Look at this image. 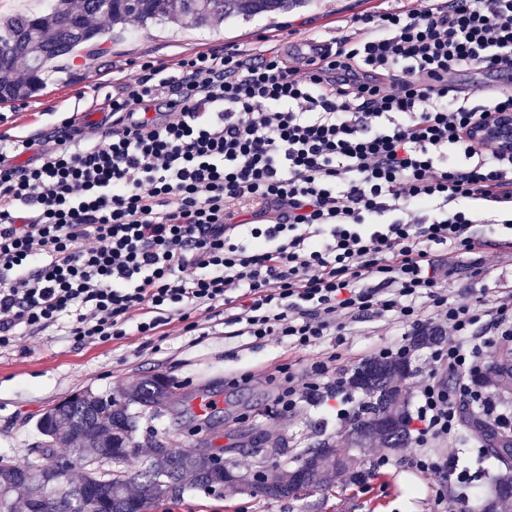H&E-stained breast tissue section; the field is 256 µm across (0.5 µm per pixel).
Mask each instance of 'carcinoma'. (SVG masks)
<instances>
[{
	"label": "carcinoma",
	"instance_id": "carcinoma-1",
	"mask_svg": "<svg viewBox=\"0 0 512 512\" xmlns=\"http://www.w3.org/2000/svg\"><path fill=\"white\" fill-rule=\"evenodd\" d=\"M310 0H141L139 4L112 0L102 7L98 0H48V7L17 13L0 21V46L15 45L14 53L0 57V103L28 96L45 84L49 64L78 45L97 44L99 29L92 17H106L112 26L124 28L177 22L207 26L224 19L250 21L272 18L288 8ZM25 72L15 74L18 62ZM411 373L406 359H373L353 369L349 384L363 395L361 409L347 421L338 440L309 448L288 470L263 472V480L249 484V476L229 465L216 469L202 453L172 448L156 451L160 437L148 436L145 456L138 459L135 435L144 414L156 415L166 404L171 380L156 374L142 378L121 398L89 390L63 399L43 414L38 430L43 440L39 451L28 450L22 464L5 462L0 467V512H13L12 495L21 492L26 512H147L155 504L178 501L188 490L215 494L217 487L261 495L271 501L304 500L327 487L335 474L354 484L366 476V450L378 443L389 450L405 447L410 439L411 414L403 383ZM483 384L503 392L512 387V347L502 348L483 375ZM71 451L60 456L56 449ZM98 460L122 468L123 476L110 480L101 471L87 467L76 484L65 483L68 494L46 496L35 475L59 472L67 477L77 462ZM475 462L484 468L485 483L472 497L468 512H502L512 497L495 498L494 482H512V469L502 470L495 456L483 449Z\"/></svg>",
	"mask_w": 512,
	"mask_h": 512
}]
</instances>
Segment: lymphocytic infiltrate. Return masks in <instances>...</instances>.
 <instances>
[{"mask_svg": "<svg viewBox=\"0 0 512 512\" xmlns=\"http://www.w3.org/2000/svg\"><path fill=\"white\" fill-rule=\"evenodd\" d=\"M352 25L289 61L274 46L147 61L108 98L110 122L1 142L0 348L51 327L77 343L191 333L218 307L238 335L296 353L368 315L437 330L409 463L443 478L432 512H464L465 471L429 447L474 403L512 422L469 383L512 339V289L448 294L457 258L484 247L467 202L497 208L495 244L512 248V154L469 135L512 112V90L476 105L454 77L512 73V0H421ZM283 370L271 418L319 397L349 419L335 356Z\"/></svg>", "mask_w": 512, "mask_h": 512, "instance_id": "f902f5d3", "label": "lymphocytic infiltrate"}]
</instances>
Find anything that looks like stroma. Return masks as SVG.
<instances>
[{
	"label": "stroma",
	"instance_id": "obj_1",
	"mask_svg": "<svg viewBox=\"0 0 512 512\" xmlns=\"http://www.w3.org/2000/svg\"><path fill=\"white\" fill-rule=\"evenodd\" d=\"M406 0H316L280 15L272 25L222 21L207 28L172 25L136 27L105 43L93 64L71 63L56 72L45 87L31 96L0 104V137L52 135L62 118L85 105L103 104L118 83L143 75L142 61L174 63L184 54L227 45L262 48L276 37L285 51H298L299 40L333 42L346 33L356 14L376 8L393 10ZM512 282V250H487L480 263L461 259L449 280L451 296L470 301L481 284ZM201 333L173 329L159 343L138 336L121 343H76L54 330L22 337L15 346L0 349V455L24 459L27 448L39 441L36 422L51 404L70 394L92 390L121 396L146 374L172 377L174 397L153 419L143 418L141 430L165 433L170 445L192 452L204 446L223 448L239 472L255 470L251 452L254 440L282 441L285 451L274 456L278 468H288L297 453L318 441L336 436L342 425L335 408L317 401L302 404L288 420L268 417L275 399L274 382L283 364L304 371L313 361L337 354L346 369L369 360L373 350L400 340L402 326L377 317L353 323L352 333L330 338L310 352L294 354L273 340L253 341L225 333L222 310L193 313ZM208 395L221 396L222 410L198 414L196 402ZM375 444L366 454L374 462L383 454ZM387 454V453H384ZM409 449L387 454V466L372 470L367 492L334 477L328 491L303 501H269L263 497L225 489L222 497L186 493L172 504V512H429L428 489L439 483L437 475H423L410 468Z\"/></svg>",
	"mask_w": 512,
	"mask_h": 512
}]
</instances>
